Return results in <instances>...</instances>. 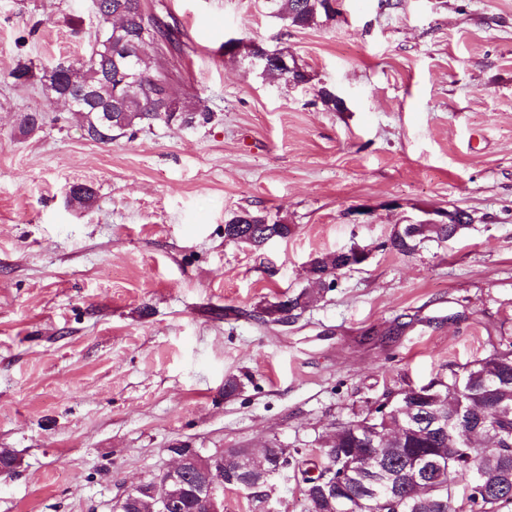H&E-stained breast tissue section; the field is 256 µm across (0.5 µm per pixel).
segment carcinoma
Listing matches in <instances>:
<instances>
[{
	"instance_id": "cac0c4a2",
	"label": "carcinoma",
	"mask_w": 512,
	"mask_h": 512,
	"mask_svg": "<svg viewBox=\"0 0 512 512\" xmlns=\"http://www.w3.org/2000/svg\"><path fill=\"white\" fill-rule=\"evenodd\" d=\"M273 13L297 27L312 26L322 16L336 15L331 0H269ZM99 17L94 39L82 62L74 66L60 62L33 70L17 64L8 78L17 85L38 80L43 90L60 98H82L93 93V101L71 110L88 136L112 141V132L134 130L155 122L205 125L213 112L172 90L167 69L149 58L135 63L122 51L134 49L154 30L165 37L168 52L186 47L177 24L166 17L146 12L143 0H92ZM262 73L287 76L299 84L305 73L282 70L268 60ZM112 106V127L101 122L106 106ZM44 120L41 112H26L19 133L30 135ZM70 203L89 208L94 190L73 184L67 191ZM258 211H242L224 225L225 233L243 224H261ZM471 224H422L413 237L396 235L391 249L401 255L416 252L428 242L454 240ZM268 236L286 239L294 227L275 221L263 229ZM362 263L352 249L314 256L306 285L293 294L300 310L307 309L324 293L337 287L345 270ZM422 392L407 384L368 402L350 420L336 423L326 435L320 452L306 455L299 448H280L276 454L294 479L305 484V512H502L512 506V336L500 338L490 356L476 359L448 377H435ZM240 456L224 452V473L256 482L261 473L240 469ZM336 468V491L323 488L331 468ZM414 475L424 487L413 495L407 489Z\"/></svg>"
}]
</instances>
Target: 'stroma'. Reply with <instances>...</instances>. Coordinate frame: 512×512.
I'll list each match as a JSON object with an SVG mask.
<instances>
[{"label": "stroma", "instance_id": "35a3bbf8", "mask_svg": "<svg viewBox=\"0 0 512 512\" xmlns=\"http://www.w3.org/2000/svg\"><path fill=\"white\" fill-rule=\"evenodd\" d=\"M144 2L188 44L147 54L215 118L103 143L8 77L21 59L84 56L91 0H0V448L17 459L0 512H113L178 441L314 449L400 380L512 335V0H341L305 28L266 0ZM240 38L284 51L306 82L264 76L246 44L225 53ZM35 110L42 128L21 136ZM75 183L91 208L69 204ZM457 207L474 218L457 240L385 248L397 226ZM244 210L295 232L259 250L227 241ZM353 244L364 266L290 323L267 321L312 256ZM302 510L282 476L262 500L224 495V512Z\"/></svg>", "mask_w": 512, "mask_h": 512}]
</instances>
